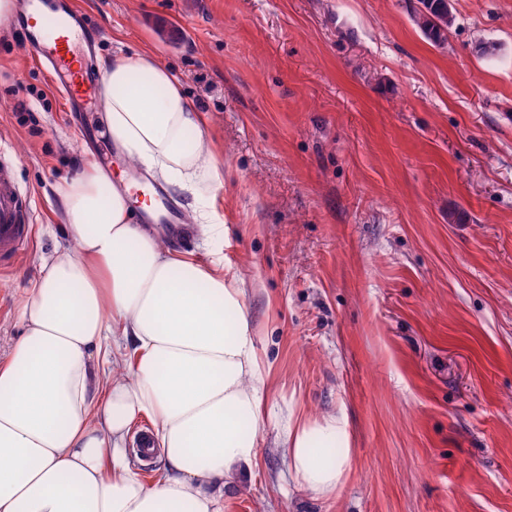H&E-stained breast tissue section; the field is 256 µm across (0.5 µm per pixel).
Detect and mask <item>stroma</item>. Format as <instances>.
Masks as SVG:
<instances>
[{
    "instance_id": "35a3bbf8",
    "label": "stroma",
    "mask_w": 512,
    "mask_h": 512,
    "mask_svg": "<svg viewBox=\"0 0 512 512\" xmlns=\"http://www.w3.org/2000/svg\"><path fill=\"white\" fill-rule=\"evenodd\" d=\"M96 61L155 54L204 113L225 232L174 249L247 283L270 410L344 412L337 498L289 484L279 430L224 512H512V0H452L438 48L413 0H74ZM0 23V159L33 240L0 272V362L63 242L55 187L115 157Z\"/></svg>"
}]
</instances>
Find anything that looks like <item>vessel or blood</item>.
Listing matches in <instances>:
<instances>
[{
  "label": "vessel or blood",
  "instance_id": "obj_1",
  "mask_svg": "<svg viewBox=\"0 0 512 512\" xmlns=\"http://www.w3.org/2000/svg\"><path fill=\"white\" fill-rule=\"evenodd\" d=\"M84 16L59 0H26V11L17 25L35 57L42 62L54 86L78 102L99 107V76L91 68L92 42H80ZM130 193L141 194L138 220L144 224H178L179 209L167 193L146 176H133L127 183ZM31 237V225L14 169L0 163V263H13Z\"/></svg>",
  "mask_w": 512,
  "mask_h": 512
}]
</instances>
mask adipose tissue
I'll use <instances>...</instances> for the list:
<instances>
[{"instance_id": "1", "label": "adipose tissue", "mask_w": 512, "mask_h": 512, "mask_svg": "<svg viewBox=\"0 0 512 512\" xmlns=\"http://www.w3.org/2000/svg\"><path fill=\"white\" fill-rule=\"evenodd\" d=\"M99 97L107 140L187 193L201 234H219L210 200L221 162L167 69L146 51L117 53ZM56 192L65 241L0 364V512H224L225 487L257 463L271 393L244 280L132 223L127 196L94 161ZM144 417L163 463L152 483L126 449ZM279 425L294 487L338 497L353 458L343 413L289 405Z\"/></svg>"}]
</instances>
